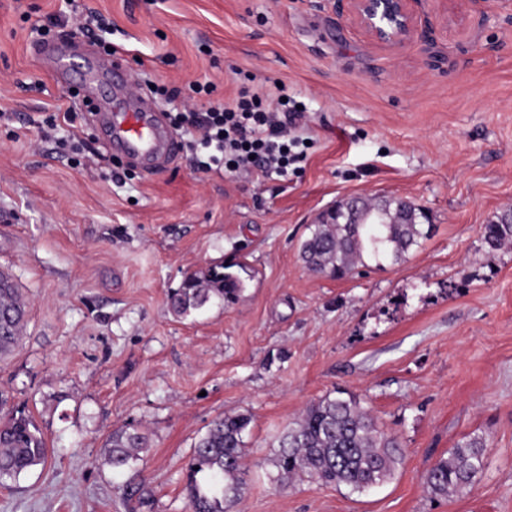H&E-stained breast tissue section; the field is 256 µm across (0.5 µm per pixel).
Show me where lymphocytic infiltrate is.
Returning <instances> with one entry per match:
<instances>
[{
    "label": "lymphocytic infiltrate",
    "mask_w": 512,
    "mask_h": 512,
    "mask_svg": "<svg viewBox=\"0 0 512 512\" xmlns=\"http://www.w3.org/2000/svg\"><path fill=\"white\" fill-rule=\"evenodd\" d=\"M302 116L296 100L243 86L233 98L215 101L206 111L176 113L173 126L190 134L187 146L197 171L285 177L306 158L297 125Z\"/></svg>",
    "instance_id": "f902f5d3"
}]
</instances>
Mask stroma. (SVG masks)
I'll return each instance as SVG.
<instances>
[{
	"mask_svg": "<svg viewBox=\"0 0 512 512\" xmlns=\"http://www.w3.org/2000/svg\"><path fill=\"white\" fill-rule=\"evenodd\" d=\"M75 6L111 21L124 92L162 116L285 86L306 106L302 170L206 175L184 151L113 180L100 116L48 56L99 58L45 27ZM415 10L429 41L390 50L334 0H0V270L27 301L0 394L48 448L0 483V512H189L193 444L234 414L250 419L238 512H512V246L482 241L512 207V0ZM70 108L74 124L41 129ZM353 194L406 198L429 237L360 275L309 272L310 226ZM227 261L247 266L240 298L175 316L185 277ZM336 388L397 435L403 464L363 492L275 486L276 436ZM123 426L149 447L117 472L104 443ZM474 434L472 491L434 498L425 471Z\"/></svg>",
	"mask_w": 512,
	"mask_h": 512,
	"instance_id": "1",
	"label": "stroma"
}]
</instances>
